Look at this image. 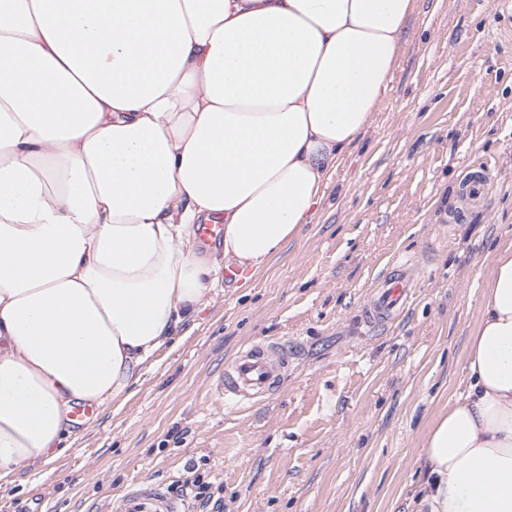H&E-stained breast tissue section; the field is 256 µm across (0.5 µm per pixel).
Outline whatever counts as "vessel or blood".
Returning <instances> with one entry per match:
<instances>
[{"label":"vessel or blood","mask_w":512,"mask_h":512,"mask_svg":"<svg viewBox=\"0 0 512 512\" xmlns=\"http://www.w3.org/2000/svg\"><path fill=\"white\" fill-rule=\"evenodd\" d=\"M493 187L492 168L481 164L469 172L461 193L477 206H484ZM422 277L421 270L399 259L371 291L364 318L369 326H382L398 319ZM288 364V347L271 340L239 351L225 366L213 386L214 396L225 408L253 404L271 393ZM119 512H185L183 500L171 497L160 486L140 484L120 497Z\"/></svg>","instance_id":"obj_1"}]
</instances>
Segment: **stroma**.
I'll list each match as a JSON object with an SVG mask.
<instances>
[{"mask_svg": "<svg viewBox=\"0 0 512 512\" xmlns=\"http://www.w3.org/2000/svg\"><path fill=\"white\" fill-rule=\"evenodd\" d=\"M408 30L311 224L260 275L219 282L122 407L1 488L0 512H86L139 482L199 512L196 478L224 512H412L423 434L462 381L486 274L512 243V0H414ZM486 161L487 206L449 223ZM399 256L424 275L399 322L367 329L369 293ZM273 338L292 352L277 388L218 406L208 387L227 361Z\"/></svg>", "mask_w": 512, "mask_h": 512, "instance_id": "obj_1", "label": "stroma"}]
</instances>
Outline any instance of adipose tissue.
Segmentation results:
<instances>
[{
    "instance_id": "obj_1",
    "label": "adipose tissue",
    "mask_w": 512,
    "mask_h": 512,
    "mask_svg": "<svg viewBox=\"0 0 512 512\" xmlns=\"http://www.w3.org/2000/svg\"><path fill=\"white\" fill-rule=\"evenodd\" d=\"M413 0H0V487L265 270L372 126ZM224 225L222 257L195 228ZM417 512H512V245Z\"/></svg>"
}]
</instances>
